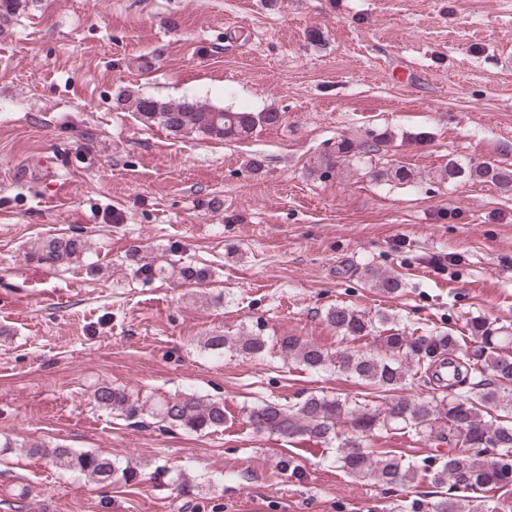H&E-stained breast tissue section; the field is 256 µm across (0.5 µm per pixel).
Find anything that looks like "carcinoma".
<instances>
[{
	"mask_svg": "<svg viewBox=\"0 0 512 512\" xmlns=\"http://www.w3.org/2000/svg\"><path fill=\"white\" fill-rule=\"evenodd\" d=\"M125 101L145 123L158 124L174 135L197 132L217 141L246 140L258 127H274L283 120L275 108L261 112L232 111L197 100L163 101L149 96L126 94ZM393 137L384 131L371 140L351 138L336 141L332 153L321 165L331 169L357 154H377L390 147ZM376 180L409 185L414 171L405 166H380L371 170ZM445 176L450 182L462 180L491 183L512 191V164L474 163L459 157L448 159ZM89 240L79 234L45 238L25 252V259L48 269L84 260ZM132 275L144 282L176 278L183 282H204L208 268L168 259L161 264L130 250ZM372 286L396 295L402 282L391 273H371ZM325 322L336 330L345 345L334 355L299 336H226L215 333L205 342L213 353L230 352L261 356L270 352L284 361H295L311 371L334 366L386 394L407 384L431 391L426 398L400 396L373 405L359 399L311 394L286 406L264 401L248 411V419L258 432L277 434L324 445L337 444L336 464L345 473L370 476L387 485H404L424 475L436 488L448 490L429 503L431 512H496L487 493L512 487V354L505 352L512 342L507 331L486 320L466 322L469 336L453 330L426 329L422 333L397 327L381 315L375 319L347 305L325 311ZM373 340L377 349L357 341ZM353 347H346L347 343ZM94 403L121 412L134 420L146 410L170 427L194 433L212 434L224 430V401L196 392H181L147 407V401L123 389L100 386ZM408 429L448 441V456L431 460L424 469L383 452L363 447V442L391 430ZM48 464L79 472L99 483H129L139 477L127 464L92 452L71 448L34 445L28 447Z\"/></svg>",
	"mask_w": 512,
	"mask_h": 512,
	"instance_id": "cac0c4a2",
	"label": "carcinoma"
}]
</instances>
